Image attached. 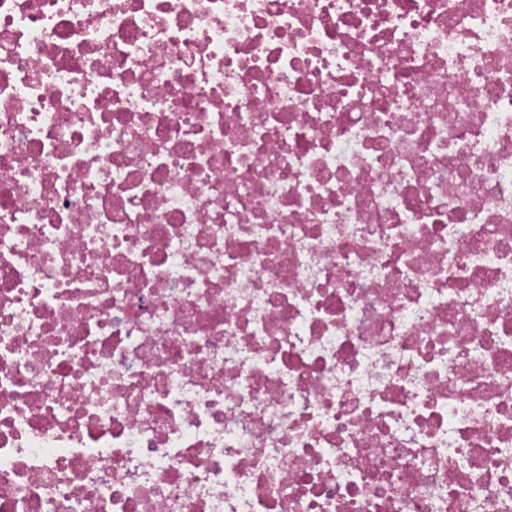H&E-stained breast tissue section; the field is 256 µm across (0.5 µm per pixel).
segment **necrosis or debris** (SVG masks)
I'll use <instances>...</instances> for the list:
<instances>
[{
	"label": "necrosis or debris",
	"instance_id": "1",
	"mask_svg": "<svg viewBox=\"0 0 512 512\" xmlns=\"http://www.w3.org/2000/svg\"><path fill=\"white\" fill-rule=\"evenodd\" d=\"M0 512H512V0H0Z\"/></svg>",
	"mask_w": 512,
	"mask_h": 512
}]
</instances>
